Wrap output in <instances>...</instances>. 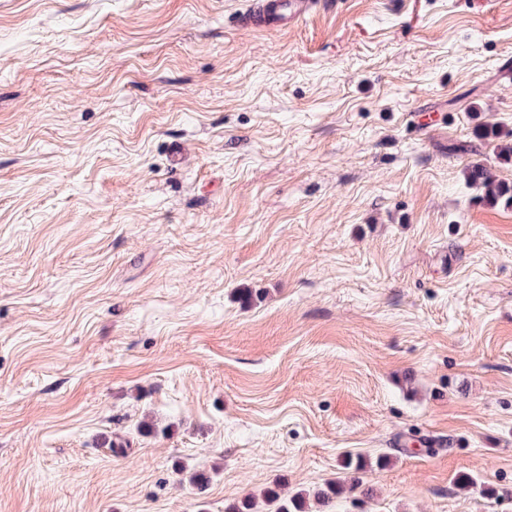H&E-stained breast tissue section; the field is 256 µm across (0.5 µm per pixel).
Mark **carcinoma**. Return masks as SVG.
<instances>
[{"instance_id": "cac0c4a2", "label": "carcinoma", "mask_w": 512, "mask_h": 512, "mask_svg": "<svg viewBox=\"0 0 512 512\" xmlns=\"http://www.w3.org/2000/svg\"><path fill=\"white\" fill-rule=\"evenodd\" d=\"M477 138L494 146L499 162L512 163V128L485 127ZM466 181L481 192L486 203L495 205L503 199L512 205V186L496 179L486 164L476 162L467 168ZM367 468L363 457L348 455L342 462L343 475L334 480L295 492L286 491L287 484L276 481L258 494L227 505L225 512H330L336 498L346 492L357 491L365 498L373 495V488L364 481Z\"/></svg>"}]
</instances>
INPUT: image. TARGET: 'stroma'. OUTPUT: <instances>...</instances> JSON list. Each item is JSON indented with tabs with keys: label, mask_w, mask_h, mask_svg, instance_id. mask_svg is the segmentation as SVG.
Returning <instances> with one entry per match:
<instances>
[{
	"label": "stroma",
	"mask_w": 512,
	"mask_h": 512,
	"mask_svg": "<svg viewBox=\"0 0 512 512\" xmlns=\"http://www.w3.org/2000/svg\"><path fill=\"white\" fill-rule=\"evenodd\" d=\"M251 2L0 0V512H512V0ZM319 0H257L238 23L259 30H286L321 5ZM476 137L494 146V153L500 163H512V128L485 127ZM466 181L481 192L486 203L495 205L505 198L506 203L512 205V186L496 179L486 164L476 162L467 168ZM344 476L312 489L287 492L282 481H276L260 493L227 505L225 512H331L336 498L344 493L359 492L364 498L373 495V488L364 481L369 468L361 456L347 455L342 462Z\"/></svg>",
	"instance_id": "obj_1"
}]
</instances>
